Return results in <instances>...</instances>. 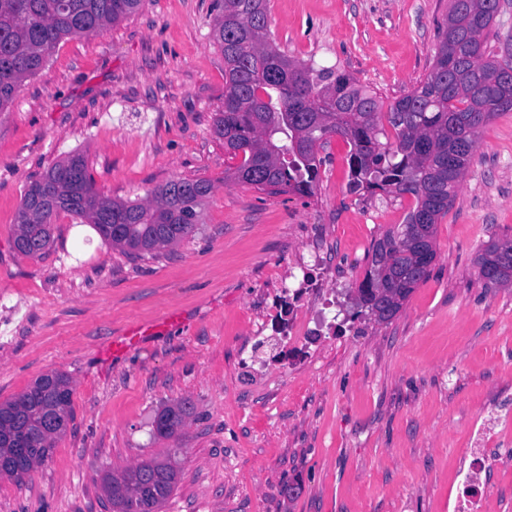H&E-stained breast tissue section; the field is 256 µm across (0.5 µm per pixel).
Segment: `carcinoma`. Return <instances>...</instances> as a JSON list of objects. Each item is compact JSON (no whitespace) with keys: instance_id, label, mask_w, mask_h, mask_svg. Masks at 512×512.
Listing matches in <instances>:
<instances>
[{"instance_id":"obj_1","label":"carcinoma","mask_w":512,"mask_h":512,"mask_svg":"<svg viewBox=\"0 0 512 512\" xmlns=\"http://www.w3.org/2000/svg\"><path fill=\"white\" fill-rule=\"evenodd\" d=\"M144 0H0V112L21 84L46 64L67 36L98 33L138 12ZM213 38L224 54V107L214 133L229 158L224 183L270 193H315L323 159L318 151L339 136L349 145V190L408 195L405 223L373 246L359 291L384 290L379 323L401 310L430 269L417 262L437 255L436 224L448 213L479 145L481 128L512 112V55L489 49L497 16L491 0H450L438 35L434 65L408 94L386 106L337 68H316L282 52L270 30L268 0H214ZM395 145L379 141L383 127ZM213 190L208 180L173 179L146 201L100 193L81 154L52 165L24 190L13 227V246L36 257L53 242L54 218L66 213L91 224L104 244L135 257L175 244L203 223ZM486 288L512 286V239L490 240L476 259ZM388 274L374 282L371 273ZM72 390L63 374L38 378L0 403V476L22 480L52 451L67 427ZM185 401L163 408L156 436L169 438L185 423ZM178 450L150 457L112 474L105 489L113 512H161L179 479Z\"/></svg>"}]
</instances>
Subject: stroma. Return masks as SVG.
Here are the masks:
<instances>
[{"mask_svg":"<svg viewBox=\"0 0 512 512\" xmlns=\"http://www.w3.org/2000/svg\"><path fill=\"white\" fill-rule=\"evenodd\" d=\"M212 0H146L120 23L63 39L0 112V401L55 371L72 413L23 482L0 479V512H112L105 474L180 449L162 512H452L470 425L512 389V288L474 259L512 237V114L483 126L474 162L436 226L428 278L389 323L347 317L372 245L412 200L348 190V145L331 139L316 193L224 182L216 137L224 56ZM449 0H270L288 56L352 75L391 104L430 72ZM80 152L96 188L144 200L172 179L214 186L195 234L137 258L62 213L38 258L13 248L26 186ZM318 255L343 308L336 331L258 347L296 253ZM180 317L123 357L106 341ZM188 401L171 438L164 407ZM488 512H512V448L488 474ZM191 407L185 401L166 406L157 413L153 421V429L156 436L170 438L185 423L190 415Z\"/></svg>","mask_w":512,"mask_h":512,"instance_id":"obj_1","label":"stroma"}]
</instances>
